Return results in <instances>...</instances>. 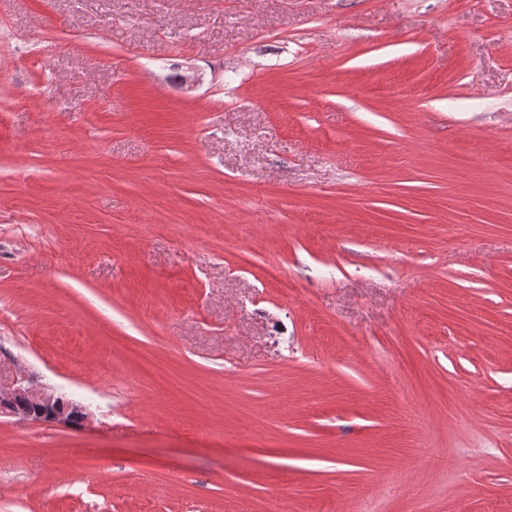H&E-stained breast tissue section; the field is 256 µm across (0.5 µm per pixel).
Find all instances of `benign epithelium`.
<instances>
[{
    "label": "benign epithelium",
    "instance_id": "1",
    "mask_svg": "<svg viewBox=\"0 0 512 512\" xmlns=\"http://www.w3.org/2000/svg\"><path fill=\"white\" fill-rule=\"evenodd\" d=\"M0 413L21 422L47 423L70 430L85 425L88 416L78 403L32 384L20 372L0 390Z\"/></svg>",
    "mask_w": 512,
    "mask_h": 512
}]
</instances>
